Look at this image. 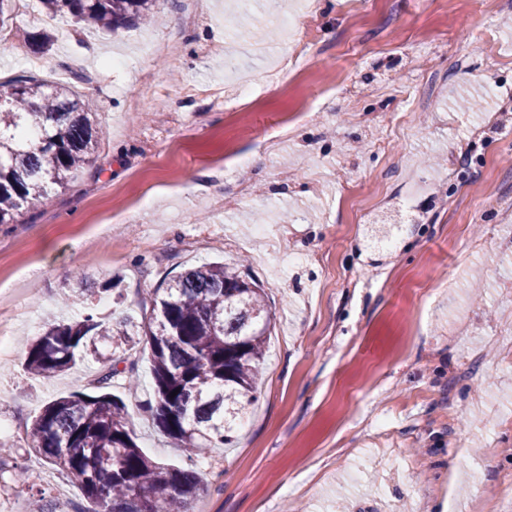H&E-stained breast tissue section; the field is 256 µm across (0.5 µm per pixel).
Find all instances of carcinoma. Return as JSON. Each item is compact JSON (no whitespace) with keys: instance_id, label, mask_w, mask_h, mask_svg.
Here are the masks:
<instances>
[{"instance_id":"carcinoma-1","label":"carcinoma","mask_w":512,"mask_h":512,"mask_svg":"<svg viewBox=\"0 0 512 512\" xmlns=\"http://www.w3.org/2000/svg\"><path fill=\"white\" fill-rule=\"evenodd\" d=\"M156 0H41L47 14H69L88 28L150 20ZM0 224L45 204L66 188L95 152L101 130L61 83L19 76L0 82ZM83 273L62 303L87 306ZM271 319L262 288L234 267L202 264L155 289L150 314L112 320L86 310L25 340L24 368L50 378L102 362L94 390L41 406L27 448L65 471L92 505L74 512H193L207 492L194 468L204 453L233 443L235 426L257 400ZM149 349L152 397L141 404L184 449L187 466H168L136 442L127 405L108 392L123 375L137 387L130 352ZM176 396H171L173 391Z\"/></svg>"}]
</instances>
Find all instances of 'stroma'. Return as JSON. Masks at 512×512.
Wrapping results in <instances>:
<instances>
[{"label":"stroma","mask_w":512,"mask_h":512,"mask_svg":"<svg viewBox=\"0 0 512 512\" xmlns=\"http://www.w3.org/2000/svg\"><path fill=\"white\" fill-rule=\"evenodd\" d=\"M315 48L305 70L282 32L230 29L271 3ZM150 23L100 33L12 11L0 79L56 77L103 134L68 190L0 226V287L33 291L0 307V501L26 512L14 476L81 501L64 473L29 457L38 401L88 388L89 362L49 380L23 371L44 316L75 273L117 277L105 316L141 315L154 288L220 262L264 288L274 316L257 403L227 448L198 465L209 512H469L474 481L512 472V0H157ZM53 39L47 52L39 34ZM425 56L430 77L417 69ZM261 97L231 111L241 80ZM288 121L274 153L267 125ZM253 185L238 192L240 180ZM232 201L221 209L217 199ZM402 222L392 249L367 227ZM115 378L139 445L184 465ZM413 462L412 476L384 461Z\"/></svg>","instance_id":"35a3bbf8"}]
</instances>
